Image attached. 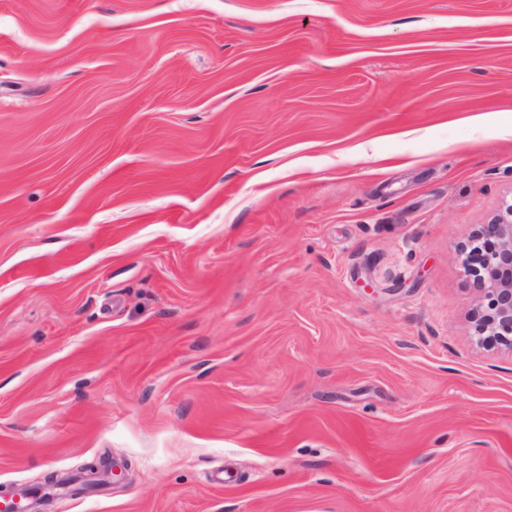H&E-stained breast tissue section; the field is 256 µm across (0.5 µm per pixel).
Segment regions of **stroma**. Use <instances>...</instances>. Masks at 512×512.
Returning a JSON list of instances; mask_svg holds the SVG:
<instances>
[{"label": "stroma", "instance_id": "obj_1", "mask_svg": "<svg viewBox=\"0 0 512 512\" xmlns=\"http://www.w3.org/2000/svg\"><path fill=\"white\" fill-rule=\"evenodd\" d=\"M510 201L512 0H0V485L512 512ZM476 236L477 241L488 239L489 247L476 274L484 309L475 332L477 336L500 337L512 347V202L483 224Z\"/></svg>", "mask_w": 512, "mask_h": 512}]
</instances>
